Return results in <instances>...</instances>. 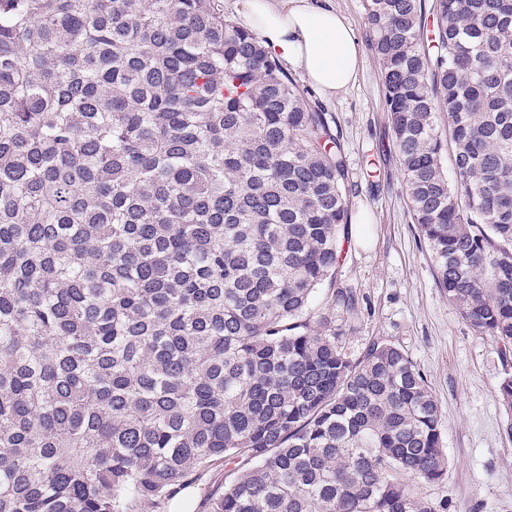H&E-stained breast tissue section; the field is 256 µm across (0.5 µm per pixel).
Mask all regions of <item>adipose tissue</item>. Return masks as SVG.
Wrapping results in <instances>:
<instances>
[{"mask_svg": "<svg viewBox=\"0 0 512 512\" xmlns=\"http://www.w3.org/2000/svg\"><path fill=\"white\" fill-rule=\"evenodd\" d=\"M237 18L324 97L356 84L361 46L350 21L328 0H240Z\"/></svg>", "mask_w": 512, "mask_h": 512, "instance_id": "1", "label": "adipose tissue"}]
</instances>
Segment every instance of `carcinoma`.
<instances>
[{"label": "carcinoma", "mask_w": 512, "mask_h": 512, "mask_svg": "<svg viewBox=\"0 0 512 512\" xmlns=\"http://www.w3.org/2000/svg\"><path fill=\"white\" fill-rule=\"evenodd\" d=\"M431 8L430 46L422 0H368V41L437 283L511 343L512 0ZM346 193L219 0H0V512H161L224 461L210 512H439L438 400L329 317Z\"/></svg>", "instance_id": "carcinoma-1"}]
</instances>
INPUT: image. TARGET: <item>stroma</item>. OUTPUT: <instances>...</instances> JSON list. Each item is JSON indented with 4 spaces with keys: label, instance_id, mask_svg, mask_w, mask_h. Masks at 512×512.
Here are the masks:
<instances>
[{
    "label": "stroma",
    "instance_id": "35a3bbf8",
    "mask_svg": "<svg viewBox=\"0 0 512 512\" xmlns=\"http://www.w3.org/2000/svg\"><path fill=\"white\" fill-rule=\"evenodd\" d=\"M295 80L338 130L347 168L350 222L339 234L338 278L355 288L359 311L333 314L346 352L355 359L371 340L387 341L408 354L436 395L449 465L444 480L422 485L424 496L446 512H512V437L493 394L512 376V345L476 333L436 284L411 219L376 56L363 48L357 84L337 98L322 97L303 75ZM233 470L216 465L170 500L167 512H207L208 496Z\"/></svg>",
    "mask_w": 512,
    "mask_h": 512
}]
</instances>
